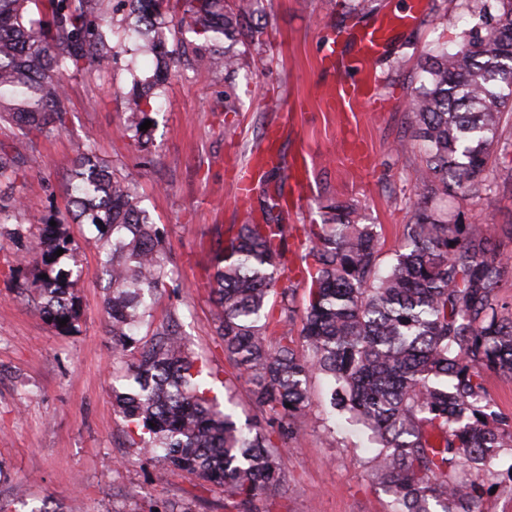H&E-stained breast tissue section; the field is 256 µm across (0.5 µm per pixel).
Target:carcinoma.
I'll return each instance as SVG.
<instances>
[{
  "instance_id": "cac0c4a2",
  "label": "carcinoma",
  "mask_w": 512,
  "mask_h": 512,
  "mask_svg": "<svg viewBox=\"0 0 512 512\" xmlns=\"http://www.w3.org/2000/svg\"><path fill=\"white\" fill-rule=\"evenodd\" d=\"M0 0V122L16 127L0 144V237L40 229L32 302L62 335L79 331L83 275L69 224L29 213L13 195L29 136H50L67 123L66 76L107 58L108 12L129 20L126 38L155 61L152 79L116 94L126 99L124 133L141 151L156 124L161 89L176 61V31L192 32L196 64L232 75L262 45L263 28L243 23L257 0ZM478 19L456 47L439 43L423 54L405 103L407 134L398 153L421 152L412 172L419 201L404 242L383 269L379 224L353 203L326 198L322 223L305 230L310 279L300 336L292 324L294 289L283 243L288 225L282 185L266 190L265 223L232 224L206 283L219 309L216 335L224 356L250 383L255 418L276 415L271 430L240 421L204 387L202 369L177 330V312L154 324L147 298L170 276L157 224L133 182L77 150L68 185L72 217L97 232L104 254L105 314L112 356H132L112 406L132 444L224 491L236 512L283 482L282 451L307 424L309 379L331 378L333 405L371 431L379 445L370 476L393 496L392 512H482L492 460L512 451L484 386L487 369L512 375V295L506 276L512 225L461 224L452 203L480 197L491 152L512 118V0H457ZM64 250L62 255L56 251ZM47 278H41V275ZM67 319L62 326L59 321ZM149 339L138 338L141 327Z\"/></svg>"
}]
</instances>
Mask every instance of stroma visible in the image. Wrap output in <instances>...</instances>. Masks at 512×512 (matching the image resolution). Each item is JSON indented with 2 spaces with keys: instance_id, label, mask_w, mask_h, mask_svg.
I'll list each match as a JSON object with an SVG mask.
<instances>
[{
  "instance_id": "stroma-1",
  "label": "stroma",
  "mask_w": 512,
  "mask_h": 512,
  "mask_svg": "<svg viewBox=\"0 0 512 512\" xmlns=\"http://www.w3.org/2000/svg\"><path fill=\"white\" fill-rule=\"evenodd\" d=\"M260 7L263 59L229 83L238 111L224 109L223 73L197 70L185 54L164 90L151 154L143 156L122 134L125 101L114 89L148 75L151 62L118 44L113 57L70 77L65 129L32 137L14 185L31 211L66 212L71 161L78 145L95 137L97 157L132 180L165 230L172 276L155 297V322L178 311L209 387L219 400L234 399L242 419L252 413L250 385L224 356L214 330L218 309L204 288L225 229L261 214V183H254L248 207L234 201L240 171L275 144L288 203L284 254L294 268L305 228L321 221L319 200L331 195L358 204L370 223L382 225L383 258L391 260L417 200L410 174L420 161L394 151L407 127V73L388 75L387 57L380 58L371 69L387 110L351 119L329 111L321 93L329 78L325 59L332 50L348 52L345 33L354 22L336 32L335 10H320L319 0H261ZM472 24L467 15L424 14L398 31L390 55L414 65L428 43L455 44ZM460 211L467 224L488 218L512 225V188L461 201ZM70 232L84 267L74 288L81 320L73 335L51 328L20 289L18 275L31 273L38 251V226L19 240L0 237V512H62L73 499L80 512H235L221 490L166 470L132 446L112 409V377L125 372L126 362L112 357L98 246L88 226L74 224ZM309 387L308 422L289 441L285 480L260 502L261 512H391V497L369 476L376 446L333 412L328 378L315 375Z\"/></svg>"
}]
</instances>
